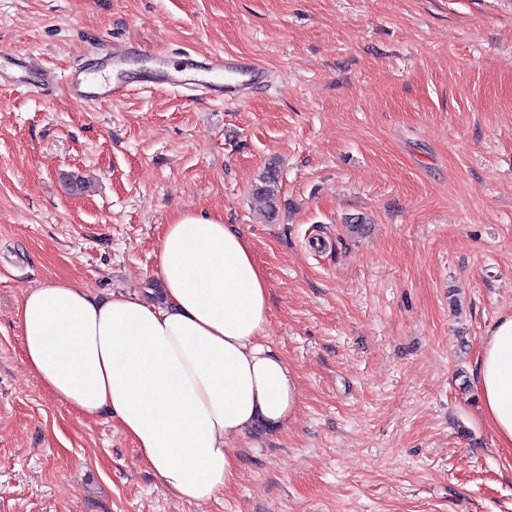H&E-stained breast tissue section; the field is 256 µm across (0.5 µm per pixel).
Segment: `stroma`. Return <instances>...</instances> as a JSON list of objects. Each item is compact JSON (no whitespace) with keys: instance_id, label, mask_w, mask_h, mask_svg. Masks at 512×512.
I'll list each match as a JSON object with an SVG mask.
<instances>
[{"instance_id":"obj_1","label":"stroma","mask_w":512,"mask_h":512,"mask_svg":"<svg viewBox=\"0 0 512 512\" xmlns=\"http://www.w3.org/2000/svg\"><path fill=\"white\" fill-rule=\"evenodd\" d=\"M115 46L133 72L188 49L267 76L227 102L30 90ZM274 158L267 224L251 189ZM183 211L250 241L264 340L302 394L286 428L232 441L231 485L197 503L116 418L44 390L17 318L57 278L151 298ZM508 315L512 0H0V512H512V448L471 375Z\"/></svg>"}]
</instances>
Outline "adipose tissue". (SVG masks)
<instances>
[{
    "label": "adipose tissue",
    "instance_id": "1",
    "mask_svg": "<svg viewBox=\"0 0 512 512\" xmlns=\"http://www.w3.org/2000/svg\"><path fill=\"white\" fill-rule=\"evenodd\" d=\"M155 260L158 304L68 279L30 289L17 310L24 360L61 405L116 417L171 494L205 501L237 470L230 440L286 426L299 390L263 340L266 273L222 215L176 214ZM473 378L486 423L511 448L512 316L489 330Z\"/></svg>",
    "mask_w": 512,
    "mask_h": 512
}]
</instances>
